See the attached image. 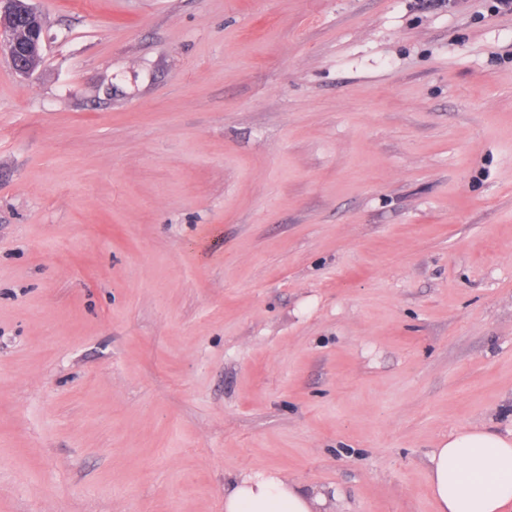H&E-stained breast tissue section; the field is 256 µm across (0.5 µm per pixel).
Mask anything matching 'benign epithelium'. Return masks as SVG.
<instances>
[{
	"instance_id": "7a95c632",
	"label": "benign epithelium",
	"mask_w": 512,
	"mask_h": 512,
	"mask_svg": "<svg viewBox=\"0 0 512 512\" xmlns=\"http://www.w3.org/2000/svg\"><path fill=\"white\" fill-rule=\"evenodd\" d=\"M21 19L32 25L31 41L24 44L13 39V30ZM0 40L4 41L14 71L23 77L31 74L33 67L26 63V58L41 55L43 48V29L32 4L20 6L17 0H0Z\"/></svg>"
}]
</instances>
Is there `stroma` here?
Returning a JSON list of instances; mask_svg holds the SVG:
<instances>
[{
    "label": "stroma",
    "mask_w": 512,
    "mask_h": 512,
    "mask_svg": "<svg viewBox=\"0 0 512 512\" xmlns=\"http://www.w3.org/2000/svg\"><path fill=\"white\" fill-rule=\"evenodd\" d=\"M34 0L0 50V512H436L512 436V12ZM19 0H1L0 1V40L4 41L8 56L14 71L20 76L26 77L32 73L33 67L26 63L25 59L32 55L40 56L42 54L43 29L39 15L35 8L28 3L19 6ZM25 19L32 25L31 31L26 26L17 27L20 20ZM17 27V28H16ZM16 29L20 44L13 39V30ZM436 512H505L512 505V438L459 429L429 455ZM320 502L296 484L265 471L224 486L225 512H317Z\"/></svg>",
    "instance_id": "35a3bbf8"
}]
</instances>
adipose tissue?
Segmentation results:
<instances>
[{"instance_id": "1", "label": "adipose tissue", "mask_w": 512, "mask_h": 512, "mask_svg": "<svg viewBox=\"0 0 512 512\" xmlns=\"http://www.w3.org/2000/svg\"><path fill=\"white\" fill-rule=\"evenodd\" d=\"M429 484L437 512H507L512 507V438L459 429L431 451ZM317 497L264 471L224 489V512H316Z\"/></svg>"}]
</instances>
